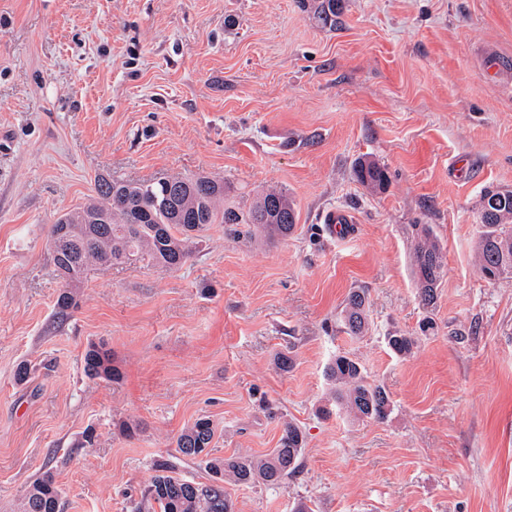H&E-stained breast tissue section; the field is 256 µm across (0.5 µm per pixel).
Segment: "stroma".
<instances>
[{
    "mask_svg": "<svg viewBox=\"0 0 512 512\" xmlns=\"http://www.w3.org/2000/svg\"><path fill=\"white\" fill-rule=\"evenodd\" d=\"M341 4L331 30L303 0H0V512L45 470L61 512H151L160 464L209 481L175 447L202 416L220 458L268 453L287 421L304 435L298 475L232 487L234 512H512V281L475 265L482 192L512 190V0ZM361 160L386 190L356 181ZM176 175L244 205L282 189L296 230L215 224L180 269L91 267L54 322L57 216L97 177ZM333 209L351 239L331 236ZM416 224L445 254L431 309ZM354 289L361 337L342 324ZM396 332L417 337L410 356ZM94 343L119 380L86 374ZM341 354L385 389L387 418L331 403ZM355 175L362 184L375 190H384L389 178L387 171L375 161L361 160L355 167ZM325 224L329 225L332 236H352L355 232L354 220L346 211L331 210L326 213ZM367 296L364 291L352 290L346 298L344 326L351 336H362L366 331Z\"/></svg>",
    "mask_w": 512,
    "mask_h": 512,
    "instance_id": "stroma-1",
    "label": "stroma"
}]
</instances>
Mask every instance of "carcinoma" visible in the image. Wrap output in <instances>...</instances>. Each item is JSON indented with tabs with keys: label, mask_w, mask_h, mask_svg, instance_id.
I'll return each mask as SVG.
<instances>
[{
	"label": "carcinoma",
	"mask_w": 512,
	"mask_h": 512,
	"mask_svg": "<svg viewBox=\"0 0 512 512\" xmlns=\"http://www.w3.org/2000/svg\"><path fill=\"white\" fill-rule=\"evenodd\" d=\"M340 0H313L315 18L324 26L341 24ZM355 175L375 190L386 188L387 171L374 161L361 160ZM98 200L59 216L51 226L47 247L62 281L55 304V317L66 320L76 309L72 289L79 287L93 264L114 265L147 262L169 269L182 267L198 241L212 224H245V234L269 241L284 240L297 224L293 200L282 190L261 194L248 208L226 202L224 181L204 175L174 176L154 181L128 182L102 177L97 183ZM476 246V267L490 281L512 279V190H486L481 196V224ZM413 274L422 304L435 305L445 271V255L426 224L414 225ZM367 296L352 290L346 298L344 326L348 334L366 331ZM391 350L406 356L417 339L393 335ZM85 370L94 377H120L109 350L96 344L84 357ZM334 383V399L359 418L382 420L390 412L388 395L365 382L360 364L338 355L328 367ZM215 435L213 423L198 418L176 439L179 452L192 459L203 458L205 468L219 483L202 484L184 479L173 467L163 466L146 491V498L158 512H233V501L224 483L237 486L262 482L277 486L300 468L304 447L297 426L288 422L277 448L250 458L210 457ZM60 489L49 472L29 487L22 512H60Z\"/></svg>",
	"instance_id": "1"
}]
</instances>
